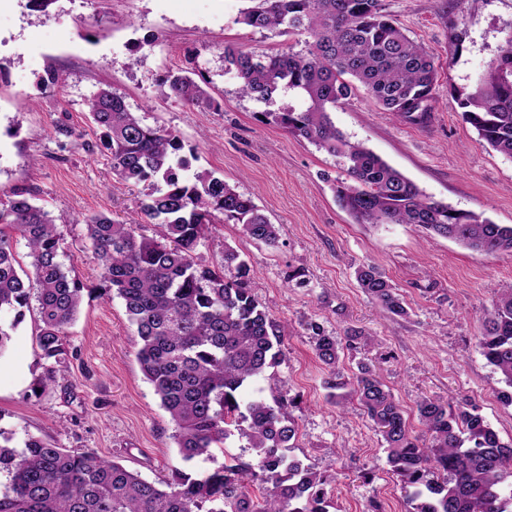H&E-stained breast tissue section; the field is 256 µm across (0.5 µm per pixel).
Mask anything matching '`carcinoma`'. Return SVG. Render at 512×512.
I'll use <instances>...</instances> for the list:
<instances>
[{
  "instance_id": "1",
  "label": "carcinoma",
  "mask_w": 512,
  "mask_h": 512,
  "mask_svg": "<svg viewBox=\"0 0 512 512\" xmlns=\"http://www.w3.org/2000/svg\"><path fill=\"white\" fill-rule=\"evenodd\" d=\"M238 23L252 29L305 34V49L276 55L224 48V60L240 81V93L269 105L282 89L305 108L257 112L295 137L313 143L346 166L347 179L333 187L337 202L357 224H417L429 236L493 253L512 252V225L495 224L426 196L418 186L359 142L348 140L331 112L358 87L385 112L403 122L427 119L437 70L425 48L386 12L383 0H252ZM508 68L491 64L474 92L459 101L465 122L500 154L512 158V39L502 49ZM169 95L185 105L209 101L187 74L164 80ZM88 114L109 151L120 181L152 182L139 204L141 219L158 224L156 238H137L136 222L104 214L83 218L104 290L121 298L136 327L142 372L175 425L173 439L183 461L212 455L236 433L243 452L207 474L180 468L148 481L93 451L75 452L31 436L20 449L0 443V512H328L327 477L291 455L297 428L283 396L267 398L252 389L272 379L283 330L247 287L249 269L240 255L224 250V266L196 261L195 251L217 215L241 225L242 234L274 245L280 228L260 212L251 196L210 172L184 178L180 136L148 126L124 97L99 89ZM28 248L29 271L20 276L16 238ZM236 264L239 279H224ZM36 284L41 322L38 343L47 360L67 353V329L75 321L83 288L61 259L55 219L35 203L29 189L0 201V311L14 313L0 324V352L22 322ZM359 288L388 313L407 314L395 284L374 266L356 271ZM316 357L331 368L329 399L340 405L356 398L384 441L388 463L402 483L408 512H512V445L466 401L425 397L417 403L429 442L413 434L390 389L365 364L355 381L339 363L342 342L369 346L372 337L349 328L344 337L311 326ZM481 354L501 374L500 400L512 405V290L499 298L483 324ZM258 484L261 499L250 487Z\"/></svg>"
}]
</instances>
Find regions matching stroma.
<instances>
[{
	"mask_svg": "<svg viewBox=\"0 0 512 512\" xmlns=\"http://www.w3.org/2000/svg\"><path fill=\"white\" fill-rule=\"evenodd\" d=\"M407 34L422 43L438 71L424 123L407 124L382 111L363 90L331 113L351 141L364 143L429 197L512 225V159L493 150L462 118L459 95L473 92L489 64L512 39V0H384ZM249 0H56L49 14L27 0H0V200L33 189L54 219L63 261L85 288L68 329V354L45 360L36 308L13 325L0 352V430L14 444L37 436L72 451H93L149 481L175 467L203 474L243 444L231 437L224 453L183 462L174 426L137 360L140 338L119 297L103 295L100 270L81 217L102 213L133 221L147 184L116 180L85 102L99 88L124 96L150 126L176 130L189 162L183 177L214 172L280 227L276 246L242 235L216 219L195 257L225 266L233 248L250 268L256 298L284 328L274 369L275 394L290 399L295 453L326 475L335 512H406L401 485L384 445L356 404L328 398V369L314 353L312 324L331 335L356 327L371 346L345 352L339 368L353 378L375 365L406 412L423 427L424 397L474 403L503 443L512 442V405L503 404L501 375L480 352L482 324L512 288V253H481L429 237L415 224H356L337 204L331 185L345 179L338 158L254 115L263 104L241 97L224 61L225 45L275 54L302 49L300 35L237 24ZM62 77L44 85L47 71ZM190 71L204 76L213 105L186 107L165 94L160 78ZM68 126L72 137L54 132ZM378 267L398 286L406 317L387 314L359 288V266ZM302 273L301 283L288 281Z\"/></svg>",
	"mask_w": 512,
	"mask_h": 512,
	"instance_id": "35a3bbf8",
	"label": "stroma"
}]
</instances>
